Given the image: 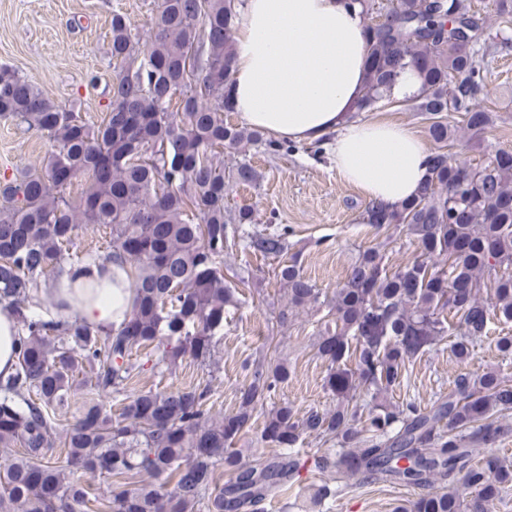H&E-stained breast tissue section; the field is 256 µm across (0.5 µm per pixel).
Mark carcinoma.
Instances as JSON below:
<instances>
[{"mask_svg":"<svg viewBox=\"0 0 512 512\" xmlns=\"http://www.w3.org/2000/svg\"><path fill=\"white\" fill-rule=\"evenodd\" d=\"M360 8L370 67L360 112L390 96L405 70L420 79L410 98L428 120L427 175L418 194L391 207L370 204L363 220L404 227L419 249L393 268L377 248L364 250L331 296L322 294L289 253L291 230L249 232L247 206L225 205L230 184H252L241 161L224 172V150L261 144L271 155L296 146L224 119V85L235 59L243 0H160L148 39L112 16L110 57L117 65L105 117H82L57 104L32 79L0 67V118L47 136L37 164L15 169L0 186V302L13 305L21 332L15 368L0 376V507L7 512H264L266 500L313 472L318 482L302 512H323L351 480L424 487L401 512H489L512 464L489 452L509 432L497 422L512 410V380L496 372L458 375L426 409L389 398L406 363L443 344L458 362L494 321L512 322V149L482 165L457 163L448 148L476 147L493 125L483 106L488 67L512 54V0H492L498 27L486 31L473 0H390L372 23L375 0ZM85 177L79 196L55 175ZM110 230L104 258L129 268L135 290L129 320L102 333L78 318L34 312L42 279L83 272L93 255L76 250L78 230ZM288 256L272 270L287 304L277 323L311 305L326 309L312 347L327 366L336 407L298 415L286 402L264 414L257 443L268 455L244 460L232 445L255 413L288 381L276 353L254 365L236 410L211 413L213 379L188 388L133 392L131 382L182 359L216 365L217 332L239 291L224 275V252ZM163 345L157 362L139 351ZM91 372L99 395L64 434L55 414L68 408L76 372ZM306 437L334 448L312 456ZM64 460L47 457L54 442ZM82 473L110 480L91 491ZM474 493L464 505L463 492Z\"/></svg>","mask_w":512,"mask_h":512,"instance_id":"cac0c4a2","label":"carcinoma"}]
</instances>
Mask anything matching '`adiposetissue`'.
Returning a JSON list of instances; mask_svg holds the SVG:
<instances>
[{
  "mask_svg": "<svg viewBox=\"0 0 512 512\" xmlns=\"http://www.w3.org/2000/svg\"><path fill=\"white\" fill-rule=\"evenodd\" d=\"M368 68L363 19L344 0H245L227 87L245 124L299 144L331 143L337 174L368 202L392 206L426 178L429 149L408 126L354 119ZM121 264L92 261L54 281L51 316L121 329L133 309Z\"/></svg>",
  "mask_w": 512,
  "mask_h": 512,
  "instance_id": "1",
  "label": "adipose tissue"
}]
</instances>
